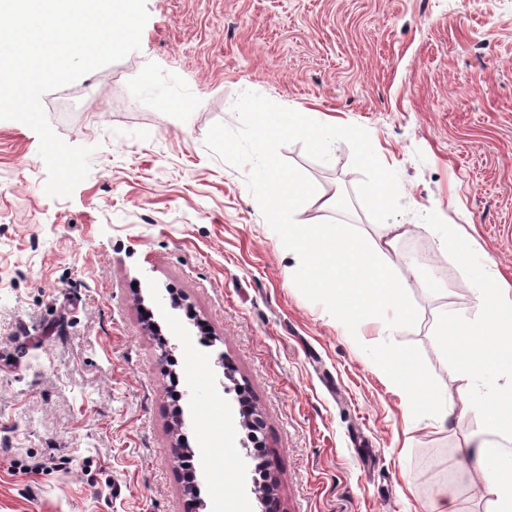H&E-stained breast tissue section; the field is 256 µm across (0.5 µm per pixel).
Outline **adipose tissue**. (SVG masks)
Segmentation results:
<instances>
[{
	"label": "adipose tissue",
	"mask_w": 512,
	"mask_h": 512,
	"mask_svg": "<svg viewBox=\"0 0 512 512\" xmlns=\"http://www.w3.org/2000/svg\"><path fill=\"white\" fill-rule=\"evenodd\" d=\"M248 106L259 129L252 161L264 186L263 202L282 221L283 250L306 259L299 284L324 297L343 327H357L370 320L391 334L412 325L408 279L395 275L386 263L399 239L398 225H386L384 234L373 239L361 236L350 224L284 222V212H300L316 202L334 209L340 199L315 197L299 175L277 166L267 149L268 140L300 136L323 152L330 136L312 123L307 113L275 112L258 100L249 101ZM472 274L479 307L476 319L440 320L436 334L459 372L486 381L495 371H512V285L486 265L474 267ZM377 364L398 385L408 414L432 413L435 425L445 427L448 410L454 405L446 382L425 379L412 356L402 351H382ZM462 409L482 415L483 437L476 445L461 449V458L488 477L492 512H512V387L498 389L487 399L464 400Z\"/></svg>",
	"instance_id": "adipose-tissue-1"
}]
</instances>
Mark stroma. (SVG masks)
<instances>
[{"label":"stroma","mask_w":512,"mask_h":512,"mask_svg":"<svg viewBox=\"0 0 512 512\" xmlns=\"http://www.w3.org/2000/svg\"><path fill=\"white\" fill-rule=\"evenodd\" d=\"M145 3L137 51L42 98L54 132L92 150L70 197L45 193L37 133L0 120V512H195L228 485L261 512L259 462L281 512H433L443 488L458 512H490L484 475L458 462L480 416L409 417L374 357L409 352L456 401L512 385L507 371L466 378L435 334L440 315L477 313L472 272L437 250L436 226L512 283V0ZM246 98L335 120L329 153L268 143L283 170L344 198L292 220L374 237L399 214L411 230L392 270L427 254L407 292L413 326L342 327L297 285L303 260L259 201ZM382 176L395 187L384 213L365 195ZM225 363L241 393L218 387ZM175 382L197 400H173ZM241 395L260 422L255 458ZM203 413L230 450L208 446Z\"/></svg>","instance_id":"obj_1"}]
</instances>
